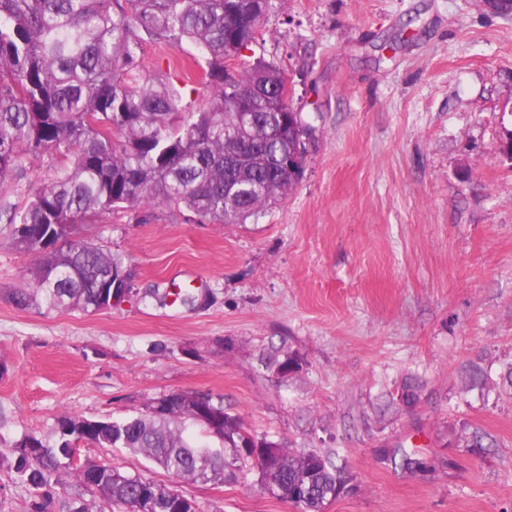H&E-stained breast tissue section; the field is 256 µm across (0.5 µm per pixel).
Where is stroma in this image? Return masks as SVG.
<instances>
[{"mask_svg": "<svg viewBox=\"0 0 512 512\" xmlns=\"http://www.w3.org/2000/svg\"><path fill=\"white\" fill-rule=\"evenodd\" d=\"M273 4L232 65L284 69L312 128L286 201L244 224L144 204L146 224L74 225L130 278L91 314L13 304L36 255L13 249L0 220V512L29 510L9 467L24 437L50 443L62 415L120 418L183 390L340 470L346 488L325 512H512V15L481 0ZM194 52L149 42L142 64L193 81ZM475 432L485 447H467ZM81 457L201 512H301L229 449L231 480L207 484L122 448Z\"/></svg>", "mask_w": 512, "mask_h": 512, "instance_id": "obj_1", "label": "stroma"}]
</instances>
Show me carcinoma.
Returning <instances> with one entry per match:
<instances>
[{
  "label": "carcinoma",
  "mask_w": 512,
  "mask_h": 512,
  "mask_svg": "<svg viewBox=\"0 0 512 512\" xmlns=\"http://www.w3.org/2000/svg\"><path fill=\"white\" fill-rule=\"evenodd\" d=\"M238 0H0V186L31 162L49 158L52 175L31 188L25 204L9 209L10 245L36 252L12 294L19 308L94 310L106 273L124 271L119 255L70 236V228L99 214L147 203L185 209L199 224H244L288 198L305 167L281 157L306 149L309 125L283 94L286 75L258 61L236 79L225 60L256 42L272 8L237 18ZM174 48L192 43L204 61L201 86L210 94L197 110L186 83L170 72L141 68L145 41ZM171 407L153 404L119 419L63 415L55 442L30 435L15 445L10 467L31 493L29 512H51V489L69 488L60 512H88L87 473L69 462L72 444L124 448L168 474L193 482L225 478L223 453L201 448L184 422L199 421L200 398L219 425L211 436L254 463L257 483L302 512H323L344 488L316 452L294 454L250 433L223 400L182 391ZM99 485L110 506L129 512L144 483L156 512H169L174 490L113 468ZM73 484H67V478Z\"/></svg>",
  "instance_id": "obj_1"
}]
</instances>
